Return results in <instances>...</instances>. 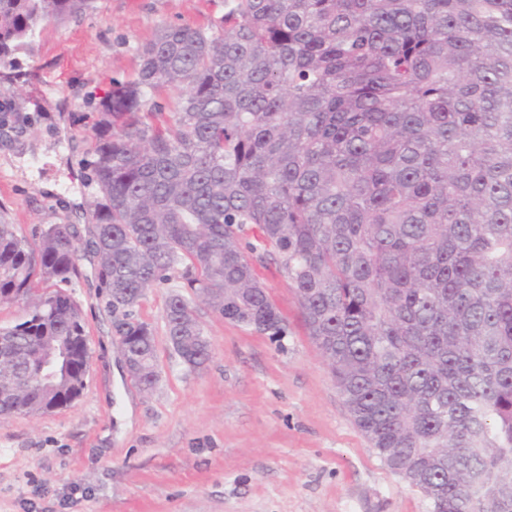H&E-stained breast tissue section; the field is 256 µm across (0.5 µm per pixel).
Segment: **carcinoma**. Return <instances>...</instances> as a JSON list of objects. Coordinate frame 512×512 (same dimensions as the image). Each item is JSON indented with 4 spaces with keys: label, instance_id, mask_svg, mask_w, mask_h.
<instances>
[{
    "label": "carcinoma",
    "instance_id": "cac0c4a2",
    "mask_svg": "<svg viewBox=\"0 0 512 512\" xmlns=\"http://www.w3.org/2000/svg\"><path fill=\"white\" fill-rule=\"evenodd\" d=\"M93 0H0V64ZM101 97L88 246L131 380L166 335L211 357L200 300L279 339L275 263L355 425L429 512H512V0H224L162 27ZM178 90L176 99L159 97ZM79 230L0 215V417L69 405L90 348L68 288ZM63 347L46 388L41 356Z\"/></svg>",
    "mask_w": 512,
    "mask_h": 512
}]
</instances>
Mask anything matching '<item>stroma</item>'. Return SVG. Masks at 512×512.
I'll list each match as a JSON object with an SVG mask.
<instances>
[{"label": "stroma", "mask_w": 512, "mask_h": 512, "mask_svg": "<svg viewBox=\"0 0 512 512\" xmlns=\"http://www.w3.org/2000/svg\"><path fill=\"white\" fill-rule=\"evenodd\" d=\"M224 0H95L43 25L15 67H0V212L18 237L40 224L91 222L86 159L111 80L137 78V50L167 24L204 28ZM70 291L92 352L69 407L0 418V512H429L355 426L277 265L261 282L288 322L280 339L196 314L212 357L175 353L164 321L171 285L137 314L155 334L160 378L126 374L91 254Z\"/></svg>", "instance_id": "1"}]
</instances>
